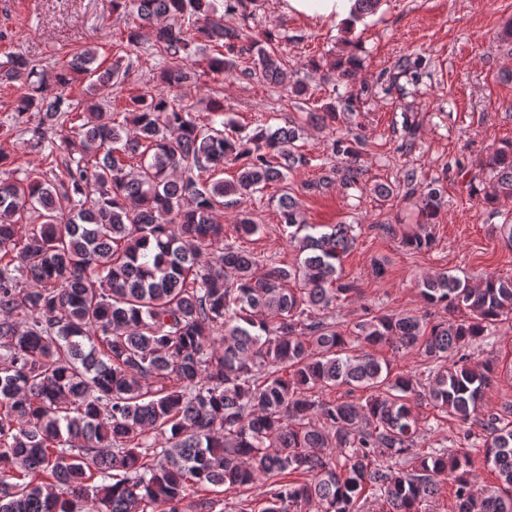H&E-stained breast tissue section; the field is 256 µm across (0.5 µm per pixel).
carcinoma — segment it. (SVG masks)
<instances>
[{"label":"carcinoma","mask_w":512,"mask_h":512,"mask_svg":"<svg viewBox=\"0 0 512 512\" xmlns=\"http://www.w3.org/2000/svg\"><path fill=\"white\" fill-rule=\"evenodd\" d=\"M113 3L138 20L128 44L151 31L170 87L186 79L185 21L195 40L224 49L209 58L211 74H232L244 53L243 74L306 92L281 67L275 32L244 45L224 27L243 0ZM94 61L91 50L75 52L52 75L19 54L0 65V84L27 86L15 112L41 116L32 147L60 161L0 178V512H219L224 491L259 482L258 512H427L442 475L457 512H512V403L479 420L484 462L500 482L491 492L478 487L469 451H417L410 405L464 424L475 417L493 368L469 349L512 315V278L484 272L473 284L441 272L417 287L449 318L367 314L337 328L333 312L358 292L340 270L353 225L317 231L285 190L276 205L298 261L264 265L242 245L260 225L240 218L230 242L216 221L225 198L284 183L307 163L295 150L301 129L230 135L224 99L209 100L201 119L163 93L130 98L120 124L100 100L127 70ZM338 68L352 80L359 60ZM81 75L92 95L82 103L66 93ZM72 113L76 125L57 133ZM361 147L356 135L332 139L346 166L311 188L358 186ZM129 154L140 157L135 172ZM226 163L239 164L233 182L220 178ZM480 167L483 201L512 199V143L491 148ZM444 193L436 180L423 186L425 220ZM401 243L432 241L406 233ZM380 345L422 353L426 381L367 351ZM334 387L365 392L364 403L320 396Z\"/></svg>","instance_id":"obj_1"}]
</instances>
